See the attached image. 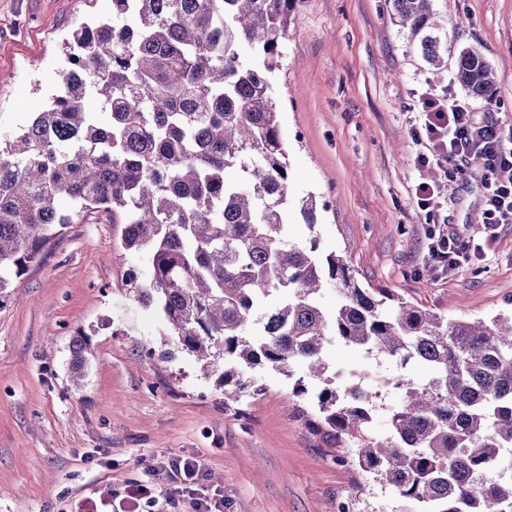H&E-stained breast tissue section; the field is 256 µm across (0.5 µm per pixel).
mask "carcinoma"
Masks as SVG:
<instances>
[{
  "mask_svg": "<svg viewBox=\"0 0 512 512\" xmlns=\"http://www.w3.org/2000/svg\"><path fill=\"white\" fill-rule=\"evenodd\" d=\"M302 0H112V20L83 23L65 47L47 107L0 137V310L70 224L103 216L120 247L146 256L125 296L163 313L177 350L218 376L224 405L266 388L253 373L293 377L289 398L313 447L375 474L408 512H512V316L445 319L386 288L359 284L343 256L288 238V150L271 75ZM399 25L442 65L430 0H392ZM455 79L490 101L495 74L465 48ZM68 199L63 211L58 203ZM310 194L296 216L313 227ZM332 285L339 301L319 300ZM283 302L258 313L272 292ZM426 383L383 380L399 403L375 432L376 394L336 383L322 357L331 339ZM85 343H73L80 387ZM315 381L308 387L305 379Z\"/></svg>",
  "mask_w": 512,
  "mask_h": 512,
  "instance_id": "obj_1",
  "label": "carcinoma"
}]
</instances>
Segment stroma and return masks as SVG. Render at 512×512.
Wrapping results in <instances>:
<instances>
[{
	"mask_svg": "<svg viewBox=\"0 0 512 512\" xmlns=\"http://www.w3.org/2000/svg\"><path fill=\"white\" fill-rule=\"evenodd\" d=\"M444 63L392 19L390 0H303L272 77L288 145L289 201L316 193V228L292 221L289 237H318L357 280L449 318L512 312V224L482 260L438 277L424 265L426 229H482L483 169L445 191L435 218L413 187L427 170L412 136L422 93L454 87L477 118L512 128V0H432ZM112 0H0V135L42 111L59 82L62 46L76 23L106 18ZM480 51L496 74L489 102L455 88L459 50ZM121 227L68 225L44 264L0 310V512H67L77 498L118 512V494L172 456L197 459L226 512H402L382 480L334 462L288 410V379L262 371V396L224 404V390L177 352L153 309L126 300L128 269L149 279L145 256L119 248ZM84 338L86 375L70 376Z\"/></svg>",
	"mask_w": 512,
	"mask_h": 512,
	"instance_id": "1",
	"label": "stroma"
}]
</instances>
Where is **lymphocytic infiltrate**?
Returning a JSON list of instances; mask_svg holds the SVG:
<instances>
[{
	"label": "lymphocytic infiltrate",
	"instance_id": "f902f5d3",
	"mask_svg": "<svg viewBox=\"0 0 512 512\" xmlns=\"http://www.w3.org/2000/svg\"><path fill=\"white\" fill-rule=\"evenodd\" d=\"M414 134L425 150L417 161L446 168L449 183L461 180L470 159L484 169V221L481 238L464 237L436 224L428 232L426 263L433 274H454L463 264L481 258L498 238L501 225L512 224V130L491 121H477L466 105L450 102L448 94H422ZM149 473H164V482L152 480L126 486V512H153L159 498L191 495L196 512H223V498L198 495L200 465L190 457L167 464L148 465Z\"/></svg>",
	"mask_w": 512,
	"mask_h": 512
}]
</instances>
